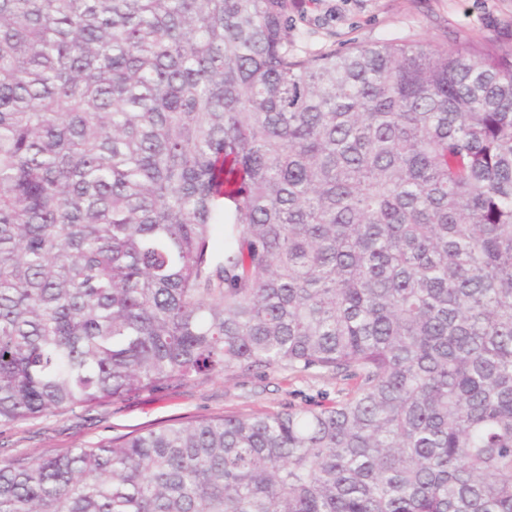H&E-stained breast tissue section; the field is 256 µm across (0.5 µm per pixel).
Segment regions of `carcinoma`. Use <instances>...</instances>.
Wrapping results in <instances>:
<instances>
[{"mask_svg":"<svg viewBox=\"0 0 512 512\" xmlns=\"http://www.w3.org/2000/svg\"><path fill=\"white\" fill-rule=\"evenodd\" d=\"M294 5L0 0V427L355 381L16 456L0 512H512V49L302 56ZM354 385V380L327 373H293L285 368L200 380L180 390L144 395L88 413L41 417L18 427L0 428V463L21 454L52 455L168 420L224 412L273 413L288 405L334 403Z\"/></svg>","mask_w":512,"mask_h":512,"instance_id":"cac0c4a2","label":"carcinoma"}]
</instances>
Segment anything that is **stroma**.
<instances>
[{
  "label": "stroma",
  "mask_w": 512,
  "mask_h": 512,
  "mask_svg": "<svg viewBox=\"0 0 512 512\" xmlns=\"http://www.w3.org/2000/svg\"><path fill=\"white\" fill-rule=\"evenodd\" d=\"M289 37L303 55L386 40L448 49L492 43L510 49L512 0H296ZM353 387V381L331 374L294 373L285 368L201 380L180 390L144 395L87 413L47 416L0 428V462L21 454L52 455L168 420L329 404Z\"/></svg>",
  "instance_id": "obj_1"
}]
</instances>
